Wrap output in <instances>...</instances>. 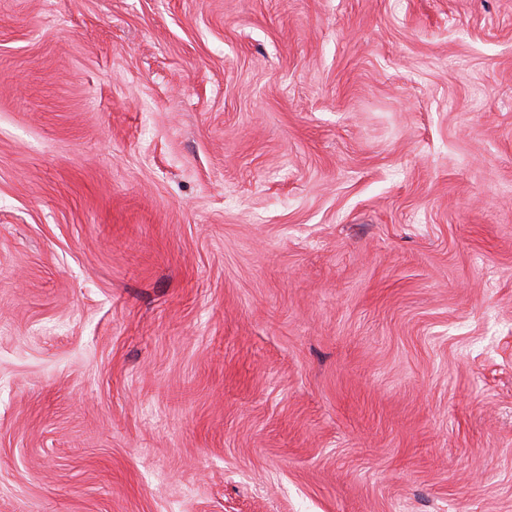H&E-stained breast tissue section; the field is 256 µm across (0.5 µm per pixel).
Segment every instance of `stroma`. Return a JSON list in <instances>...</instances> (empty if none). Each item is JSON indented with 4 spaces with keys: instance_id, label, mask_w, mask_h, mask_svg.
Returning a JSON list of instances; mask_svg holds the SVG:
<instances>
[{
    "instance_id": "stroma-1",
    "label": "stroma",
    "mask_w": 512,
    "mask_h": 512,
    "mask_svg": "<svg viewBox=\"0 0 512 512\" xmlns=\"http://www.w3.org/2000/svg\"><path fill=\"white\" fill-rule=\"evenodd\" d=\"M0 512H512V0H0Z\"/></svg>"
}]
</instances>
